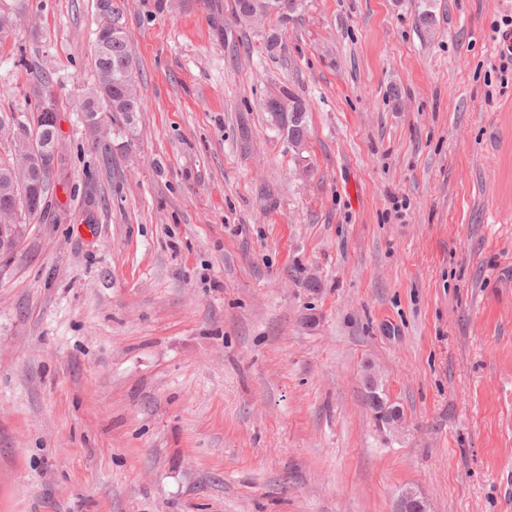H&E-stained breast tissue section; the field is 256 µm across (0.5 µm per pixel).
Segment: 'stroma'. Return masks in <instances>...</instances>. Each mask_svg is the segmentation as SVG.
<instances>
[{
    "label": "stroma",
    "mask_w": 512,
    "mask_h": 512,
    "mask_svg": "<svg viewBox=\"0 0 512 512\" xmlns=\"http://www.w3.org/2000/svg\"><path fill=\"white\" fill-rule=\"evenodd\" d=\"M27 3L0 108L63 77L68 176L0 255V512H512V0H302L275 57L233 0H128L107 158L96 0ZM109 3L110 12L101 13L99 5L102 0L96 1V8L101 18L98 31L96 33L97 45L103 35L112 30V38L110 40V50L108 51V43L101 45V54L96 51L95 67L97 71V83L94 88L80 103V112L83 116L88 117L90 107L93 103L103 99L106 93L111 94L112 100L110 106L103 104L97 111L98 122L90 124L97 128L100 127L102 121L101 112H109L112 117L121 119L125 127L131 129L134 118L141 108V99L137 94L136 68L133 57L130 53L125 27L122 19L124 10L126 9L125 0H105ZM284 98L292 102L299 112H288V106L281 105L277 100L271 98L265 105L266 112H269L271 121L286 136L292 147H300L307 133V112L306 102L291 92H283ZM293 114V115H291Z\"/></svg>",
    "instance_id": "1"
}]
</instances>
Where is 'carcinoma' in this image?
<instances>
[{
    "instance_id": "cac0c4a2",
    "label": "carcinoma",
    "mask_w": 512,
    "mask_h": 512,
    "mask_svg": "<svg viewBox=\"0 0 512 512\" xmlns=\"http://www.w3.org/2000/svg\"><path fill=\"white\" fill-rule=\"evenodd\" d=\"M110 12L100 14L101 23L96 33V39L110 31V50L107 55H96L95 67L97 71V83L94 88L80 103V112L89 115L90 107L99 101L105 94H111L110 105L100 108L101 114L97 115L101 125L102 113L107 112L121 119L122 123L129 127L133 125L134 118L141 108V99L137 94L136 68L130 53L125 27L122 19L126 9L125 0H107ZM268 0H234V13L237 20L246 25L267 20L272 15L267 13ZM301 0H277L278 11L275 13L277 25L269 28L266 37L267 55L276 56L285 49L281 27L294 19ZM284 98L292 102L298 111L288 112V108L278 101L270 99L265 105L271 121L286 136L288 143L297 148L304 142L307 133L306 102L290 93L283 92ZM15 165H5L4 157L0 156V205L9 202L8 196L13 194V185L17 180Z\"/></svg>"
}]
</instances>
